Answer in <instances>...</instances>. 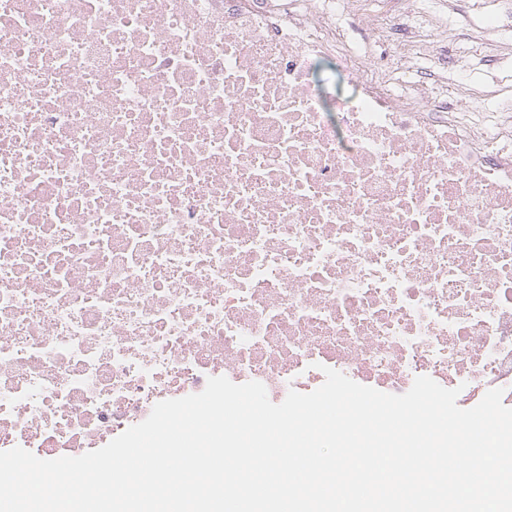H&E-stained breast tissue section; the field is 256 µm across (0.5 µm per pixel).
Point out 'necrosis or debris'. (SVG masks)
I'll return each instance as SVG.
<instances>
[{
  "label": "necrosis or debris",
  "instance_id": "necrosis-or-debris-1",
  "mask_svg": "<svg viewBox=\"0 0 512 512\" xmlns=\"http://www.w3.org/2000/svg\"><path fill=\"white\" fill-rule=\"evenodd\" d=\"M362 4L0 0V448L82 455L213 376L512 407V99L395 92L336 30ZM435 24L373 28L444 68ZM316 70L319 77L324 81V86L330 96L338 99H344L351 92V86L347 83V78L341 73L335 60L321 59L316 63Z\"/></svg>",
  "mask_w": 512,
  "mask_h": 512
}]
</instances>
